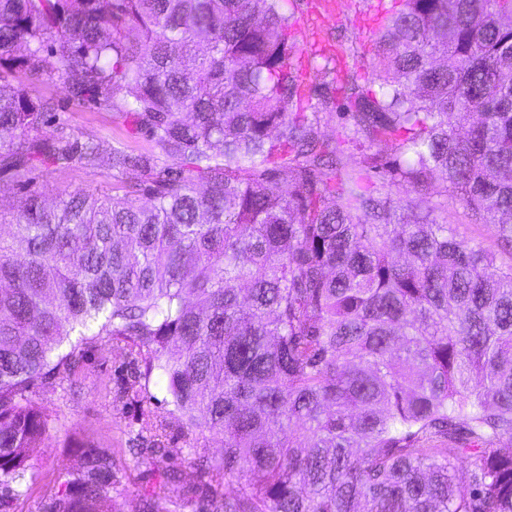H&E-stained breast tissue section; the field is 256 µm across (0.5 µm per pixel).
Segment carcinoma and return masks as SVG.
<instances>
[{"mask_svg":"<svg viewBox=\"0 0 512 512\" xmlns=\"http://www.w3.org/2000/svg\"><path fill=\"white\" fill-rule=\"evenodd\" d=\"M287 2L0 0V170L98 168L97 140L41 137L48 79L150 143L112 148L122 195L29 189L0 236V486L35 483L59 432L31 386L121 343L116 399L162 378L152 446L223 436L194 449L209 512H512V263L345 168L302 107ZM375 51L343 86L351 142L512 251V0H392ZM112 465L87 450L45 512H112Z\"/></svg>","mask_w":512,"mask_h":512,"instance_id":"carcinoma-1","label":"carcinoma"}]
</instances>
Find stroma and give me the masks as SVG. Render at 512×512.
<instances>
[{
    "label": "stroma",
    "mask_w": 512,
    "mask_h": 512,
    "mask_svg": "<svg viewBox=\"0 0 512 512\" xmlns=\"http://www.w3.org/2000/svg\"><path fill=\"white\" fill-rule=\"evenodd\" d=\"M320 0H290L294 14L296 51L291 58L301 81L312 93L313 105L328 102L319 132L329 142L338 144L349 168L364 170L373 196L385 194L395 199L422 196L426 204L436 207L438 221L448 223L457 237L470 245L495 253L498 263L512 262V252L500 248L494 229L473 223L468 211L442 182H435L422 193L407 185L392 183L385 166L394 162L397 154L384 146L359 150L345 142L349 103L337 94L336 87L347 75H357L360 81H370L373 71V39L380 24L378 0H334L330 12H321ZM35 92L48 104L49 121L42 130L51 139L57 132L72 137H93L101 144L98 169L89 171L77 166L37 168L29 174L30 185L54 198L63 190H84L104 193L112 188L109 165L113 145L122 142L140 152L148 151L146 139L135 134L132 126L117 123L111 112L95 100H75L62 81L36 83ZM84 377L76 388L69 385L36 386L32 398L37 403L56 410L59 433L45 439L32 463L41 479L37 485L17 487L12 496L10 512H44L59 486L62 472L79 469L86 444H95L109 455L116 465L112 470V495L115 512H136L140 494L147 490H167L179 498L180 512H196L199 501L192 492L200 481L190 451L191 440L179 428L168 431L163 440L166 455L151 454L135 458L129 455L132 444L138 443L137 417L142 410H162V392L150 385L149 395L133 404H121L100 390L101 385L118 388L130 377L132 368L124 350H117L110 359L99 358L89 350L83 359ZM179 470L178 487L164 488L161 475L169 468Z\"/></svg>",
    "instance_id": "obj_1"
}]
</instances>
